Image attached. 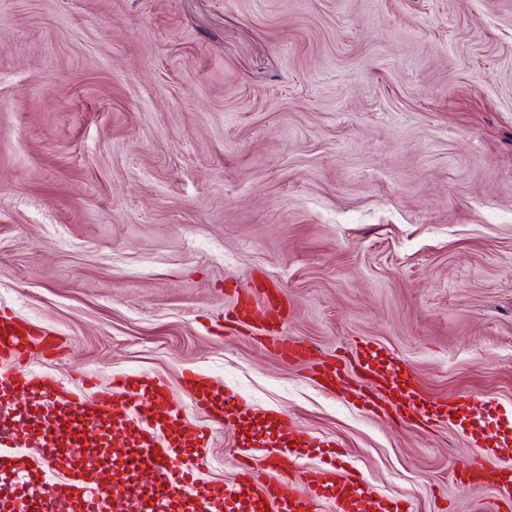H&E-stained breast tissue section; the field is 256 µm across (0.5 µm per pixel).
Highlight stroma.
Instances as JSON below:
<instances>
[{
  "label": "stroma",
  "mask_w": 512,
  "mask_h": 512,
  "mask_svg": "<svg viewBox=\"0 0 512 512\" xmlns=\"http://www.w3.org/2000/svg\"><path fill=\"white\" fill-rule=\"evenodd\" d=\"M275 283L283 329L369 343L479 432L375 417L213 325ZM0 308L70 339L29 365L215 378L332 441L391 512L460 490L512 428V0H0ZM225 431L199 476L236 484Z\"/></svg>",
  "instance_id": "1"
}]
</instances>
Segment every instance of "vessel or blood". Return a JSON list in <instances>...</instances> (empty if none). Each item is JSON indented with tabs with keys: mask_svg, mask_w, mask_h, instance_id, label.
I'll return each mask as SVG.
<instances>
[{
	"mask_svg": "<svg viewBox=\"0 0 512 512\" xmlns=\"http://www.w3.org/2000/svg\"><path fill=\"white\" fill-rule=\"evenodd\" d=\"M232 322L257 336L279 359L306 366L313 381L330 387L352 379L363 411L394 413L420 427L452 422L460 405L427 399L417 388L409 368L384 364L371 347H357L349 360L325 355L313 341L285 335L284 308L268 291L245 290L238 295ZM62 337L40 324L0 313V477H11L12 496L0 499V512H57L61 503L78 504L82 512H103L113 501L116 512H167L177 497L192 496L197 512H372L377 501L360 471H339L334 464L314 468L292 466L287 449L313 446L312 435L288 426L286 413L254 416L241 406L226 403L215 381L205 372L183 375V386L197 416L184 418L183 406L169 399L166 385L146 375L114 378L111 387L97 392L94 401H79L56 378L28 369L25 354L36 348L59 352ZM264 430L278 426L284 439L264 436L243 442L239 480L234 489L200 482L195 465L184 463L189 450L209 447L224 431L247 424ZM129 436L134 452L126 459L127 475L101 482L85 461L90 439L111 433ZM22 448H43L47 454L29 463ZM147 481H138L139 473ZM491 480L498 505L512 504V466L489 475L484 464L462 469L459 487Z\"/></svg>",
	"mask_w": 512,
	"mask_h": 512,
	"instance_id": "vessel-or-blood-1",
	"label": "vessel or blood"
}]
</instances>
